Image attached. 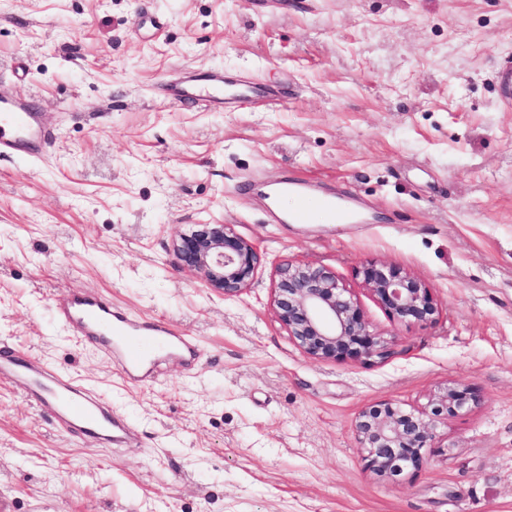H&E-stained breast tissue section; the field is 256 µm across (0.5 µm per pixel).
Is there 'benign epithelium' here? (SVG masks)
<instances>
[{
    "label": "benign epithelium",
    "instance_id": "7a95c632",
    "mask_svg": "<svg viewBox=\"0 0 512 512\" xmlns=\"http://www.w3.org/2000/svg\"><path fill=\"white\" fill-rule=\"evenodd\" d=\"M173 254L181 267L226 297L246 290L261 263L256 246L227 224L190 225L174 240ZM358 274L392 319L419 324L436 320L438 305L419 278L376 262L362 265ZM272 293L278 320L309 357L367 363L387 356L389 341L369 330L357 298L332 270L288 260L276 269ZM475 403L469 389L448 386L423 410L395 401L362 408L354 432L366 467L378 477L422 468V449L436 438L437 424L470 411Z\"/></svg>",
    "mask_w": 512,
    "mask_h": 512
}]
</instances>
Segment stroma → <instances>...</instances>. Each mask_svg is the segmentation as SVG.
<instances>
[{"label": "stroma", "mask_w": 512, "mask_h": 512, "mask_svg": "<svg viewBox=\"0 0 512 512\" xmlns=\"http://www.w3.org/2000/svg\"><path fill=\"white\" fill-rule=\"evenodd\" d=\"M189 65L292 95L179 108L158 86ZM508 65L512 0H0V83L56 134L40 160L0 157V344L110 401L141 441L61 434L0 382V512H512ZM285 178L365 215L274 223L258 190ZM216 223L262 256L235 297L173 256ZM288 260L335 271L390 355L303 353L271 305ZM370 261L422 280L436 321L389 318L357 274ZM68 291L163 318L198 360L127 382L55 320ZM450 385L472 409L439 424L421 469L374 475L358 412Z\"/></svg>", "instance_id": "35a3bbf8"}]
</instances>
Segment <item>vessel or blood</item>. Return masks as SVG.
<instances>
[{"instance_id": "vessel-or-blood-1", "label": "vessel or blood", "mask_w": 512, "mask_h": 512, "mask_svg": "<svg viewBox=\"0 0 512 512\" xmlns=\"http://www.w3.org/2000/svg\"><path fill=\"white\" fill-rule=\"evenodd\" d=\"M163 95L172 104L191 100L201 105L221 103L232 110L242 104L268 106L282 102L288 91L253 80L244 82L199 72L167 84ZM38 113L35 98L0 88V156H43L54 133L40 125ZM284 196L295 200L293 210L285 218L296 224L319 218L335 224L350 220L354 213L347 200L333 193L311 192L304 182H278L263 194L274 211ZM52 306L59 323L75 338L92 343L113 357L119 370L131 381L153 380L161 360L183 357L193 361L198 357L196 345L166 322L136 320L101 294L62 293L53 298ZM0 380L11 383L47 411L54 427L63 434L91 437L116 448L139 445L137 430L123 414L36 355L11 346L0 347Z\"/></svg>"}]
</instances>
